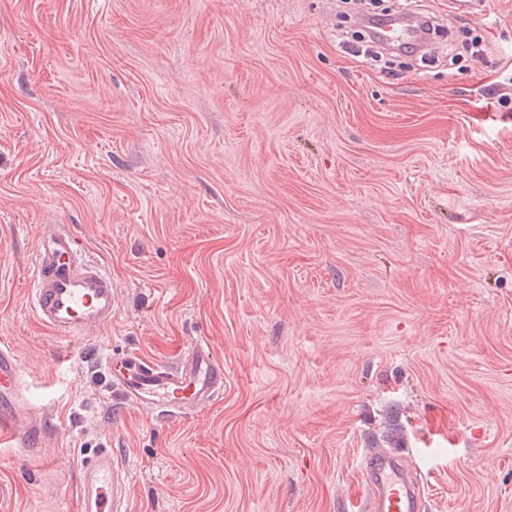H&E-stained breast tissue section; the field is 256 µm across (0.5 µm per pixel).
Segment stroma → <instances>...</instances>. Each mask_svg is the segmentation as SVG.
Returning a JSON list of instances; mask_svg holds the SVG:
<instances>
[{"instance_id": "35a3bbf8", "label": "stroma", "mask_w": 512, "mask_h": 512, "mask_svg": "<svg viewBox=\"0 0 512 512\" xmlns=\"http://www.w3.org/2000/svg\"><path fill=\"white\" fill-rule=\"evenodd\" d=\"M398 2L481 53L373 67L354 0H0V342L53 462L0 447V512H65L100 448L131 512H354L374 446L425 512H512V0ZM43 224L118 293L74 344L31 310ZM198 340L211 406L112 396L108 355Z\"/></svg>"}]
</instances>
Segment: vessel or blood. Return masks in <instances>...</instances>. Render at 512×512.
<instances>
[{
  "label": "vessel or blood",
  "mask_w": 512,
  "mask_h": 512,
  "mask_svg": "<svg viewBox=\"0 0 512 512\" xmlns=\"http://www.w3.org/2000/svg\"><path fill=\"white\" fill-rule=\"evenodd\" d=\"M384 38L397 47L429 50V27L389 21ZM117 293L112 276L92 260L74 233L58 224L42 225L34 249L32 309L58 335L81 339L112 322ZM112 394L148 410L186 415L211 405L224 392V365L206 343L197 341L171 364L126 352L107 358ZM48 418L26 394L23 370L12 348L0 344V446L41 456ZM360 469L364 480L359 512H420L421 493L399 460L370 448ZM132 476L112 449H97L78 470L75 512H130Z\"/></svg>",
  "instance_id": "b4317fda"
}]
</instances>
